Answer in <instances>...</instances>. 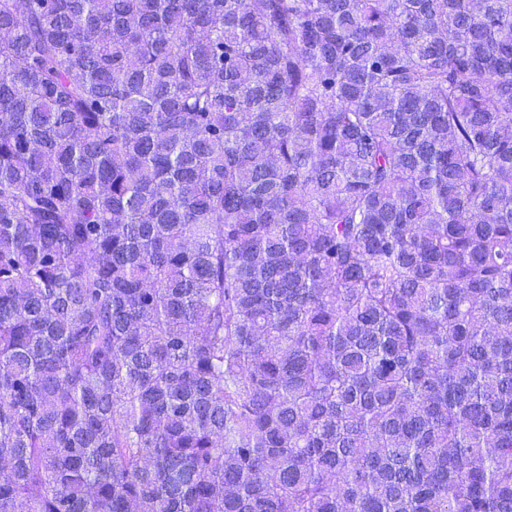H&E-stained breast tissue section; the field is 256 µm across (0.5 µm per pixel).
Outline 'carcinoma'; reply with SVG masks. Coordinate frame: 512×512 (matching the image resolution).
Returning a JSON list of instances; mask_svg holds the SVG:
<instances>
[{
  "label": "carcinoma",
  "mask_w": 512,
  "mask_h": 512,
  "mask_svg": "<svg viewBox=\"0 0 512 512\" xmlns=\"http://www.w3.org/2000/svg\"><path fill=\"white\" fill-rule=\"evenodd\" d=\"M0 512H512V0H0Z\"/></svg>",
  "instance_id": "obj_1"
}]
</instances>
